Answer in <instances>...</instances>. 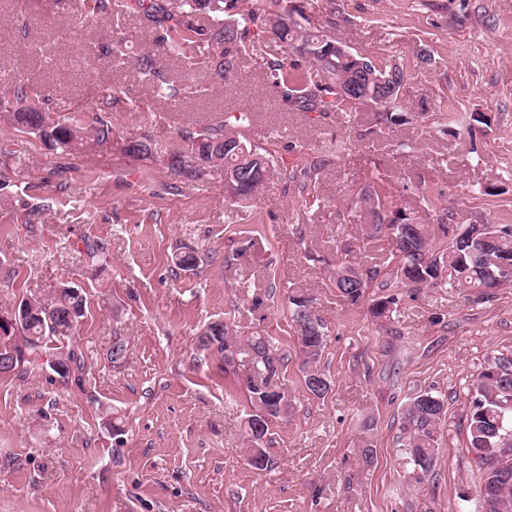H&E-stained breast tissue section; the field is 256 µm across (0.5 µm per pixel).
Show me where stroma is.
<instances>
[{
    "label": "stroma",
    "mask_w": 512,
    "mask_h": 512,
    "mask_svg": "<svg viewBox=\"0 0 512 512\" xmlns=\"http://www.w3.org/2000/svg\"><path fill=\"white\" fill-rule=\"evenodd\" d=\"M79 5L0 0V84L47 83L55 109L112 123L107 140L74 156L19 132L13 107L0 106V309L79 284L86 316L76 341L87 365L82 389L62 385L42 357L23 376H0V512H472L481 479L466 448L469 388L488 354L512 351V286L483 305L441 288L405 292L381 321L370 312L374 290L351 306L329 279L338 239L362 258L364 228L346 212L380 181L412 204L424 184L451 224H512V0H292L297 23L404 69L398 109L412 121L382 131L366 112L288 110L254 58L212 82L168 57L135 16L89 20ZM116 39L112 56L93 55ZM49 42L52 67L40 52ZM147 51L186 82L209 84L207 96H156L135 65ZM114 83L128 98L109 107ZM239 108L254 114L248 140L276 162L246 211L226 202L223 170L191 181L167 160L182 129ZM473 113L490 123L468 134ZM147 132L156 151L129 156L127 142ZM492 185L498 195H485ZM231 237L250 245L228 265ZM87 238L104 243L101 257L84 253ZM184 243L206 257L200 274H173ZM293 294L310 297L327 326L321 399L304 389ZM219 318L288 352L292 407L266 437L267 470L250 462L243 389L217 361L195 358L200 330ZM116 336L130 351L119 370L106 359ZM424 390L447 412L438 463L420 481L398 437L406 402ZM113 410L124 422L117 436L105 427ZM364 416L375 421L368 438Z\"/></svg>",
    "instance_id": "stroma-1"
}]
</instances>
